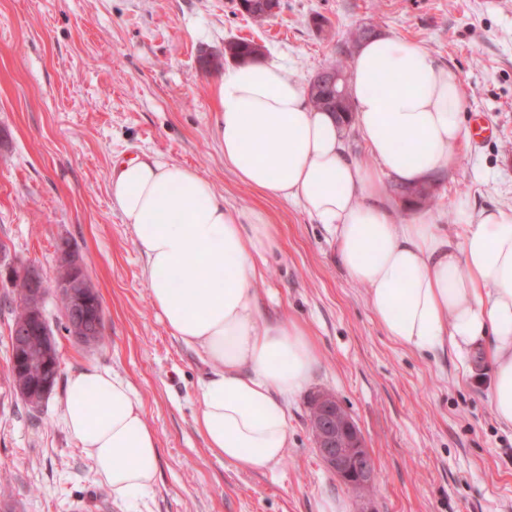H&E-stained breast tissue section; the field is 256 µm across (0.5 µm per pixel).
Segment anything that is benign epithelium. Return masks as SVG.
<instances>
[{"mask_svg": "<svg viewBox=\"0 0 512 512\" xmlns=\"http://www.w3.org/2000/svg\"><path fill=\"white\" fill-rule=\"evenodd\" d=\"M69 274L55 282L54 288L68 295L72 316L68 321L72 337L90 345L93 335L99 329L102 306L91 301L97 296L95 289L85 278L80 261L67 265ZM21 298L28 312L34 313V302L43 300L46 283L33 275H21L16 279ZM14 358L22 356L29 335L27 322L13 326ZM309 428L315 447L326 466L347 485L354 489L371 486L376 476V466L355 423L346 408L331 393L316 395L310 405Z\"/></svg>", "mask_w": 512, "mask_h": 512, "instance_id": "7a95c632", "label": "benign epithelium"}]
</instances>
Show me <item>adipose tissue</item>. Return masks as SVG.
Here are the masks:
<instances>
[{
    "label": "adipose tissue",
    "mask_w": 512,
    "mask_h": 512,
    "mask_svg": "<svg viewBox=\"0 0 512 512\" xmlns=\"http://www.w3.org/2000/svg\"><path fill=\"white\" fill-rule=\"evenodd\" d=\"M213 92L225 166L328 225L393 342L489 362L492 413L512 428V207L460 209L454 240L424 219L397 223L385 199L386 178L418 187L454 167L469 104L458 72L390 35L360 44L349 93L364 159L346 152L336 116L315 109L276 57L225 69ZM111 195L135 231L153 306L211 367L196 418L207 448L243 470L278 464L288 401L311 380L317 349L303 324L261 311L254 283L280 251L277 226L262 210L225 206L198 170L149 155L116 161ZM60 419L113 500L152 486L158 439L128 380L71 371Z\"/></svg>",
    "instance_id": "obj_1"
}]
</instances>
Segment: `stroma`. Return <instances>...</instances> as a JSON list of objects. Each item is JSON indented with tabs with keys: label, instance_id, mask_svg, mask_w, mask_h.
I'll use <instances>...</instances> for the list:
<instances>
[{
	"label": "stroma",
	"instance_id": "stroma-1",
	"mask_svg": "<svg viewBox=\"0 0 512 512\" xmlns=\"http://www.w3.org/2000/svg\"><path fill=\"white\" fill-rule=\"evenodd\" d=\"M365 26L457 70L470 112L496 129L466 139L436 203H407L387 186L398 220L422 217L453 236L458 205L512 206V0H286L261 25L237 0H0V512H512V429L493 417L490 367L391 341L325 225L224 165L211 92L220 72L204 56L231 66L225 45L247 38L307 82ZM144 154L197 169L226 206L263 210L280 229L283 252L255 287L264 315L308 328L318 361L288 402V448L273 467L215 457L196 427L210 367L152 305L133 227L111 200L113 162ZM65 241L98 293L105 342L57 332L61 371L94 365L129 380L159 441L153 486L125 503L63 427L64 383L34 409L9 380L11 271L26 264L53 280ZM323 390L374 459L370 493L318 456L308 402Z\"/></svg>",
	"mask_w": 512,
	"mask_h": 512
}]
</instances>
